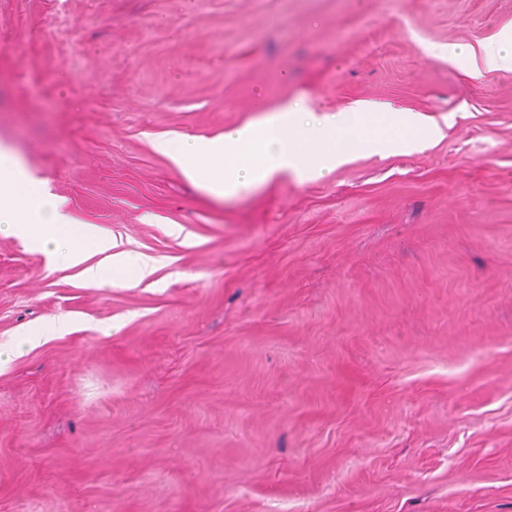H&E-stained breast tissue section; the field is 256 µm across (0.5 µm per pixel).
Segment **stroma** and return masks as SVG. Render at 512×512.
<instances>
[{
    "instance_id": "35a3bbf8",
    "label": "stroma",
    "mask_w": 512,
    "mask_h": 512,
    "mask_svg": "<svg viewBox=\"0 0 512 512\" xmlns=\"http://www.w3.org/2000/svg\"><path fill=\"white\" fill-rule=\"evenodd\" d=\"M512 0H0V150L156 271L0 235V512H512ZM465 57H458V48ZM374 101L411 155L218 200L158 152ZM489 69H512V32H506L497 44L486 49Z\"/></svg>"
}]
</instances>
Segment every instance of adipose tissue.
<instances>
[{"mask_svg":"<svg viewBox=\"0 0 512 512\" xmlns=\"http://www.w3.org/2000/svg\"><path fill=\"white\" fill-rule=\"evenodd\" d=\"M352 135L363 149L406 155L444 137L439 123L416 113H393L377 102H360L335 113L316 114L306 103L289 100L224 135L157 140L182 174L214 198L227 200L261 186L273 175L305 182L324 178L343 165L340 145ZM29 240L67 266H82L90 284L104 288L143 280L154 271L152 258L114 251L111 238L94 224H78L10 155L0 156V234ZM105 254L87 265L88 252Z\"/></svg>","mask_w":512,"mask_h":512,"instance_id":"adipose-tissue-1","label":"adipose tissue"}]
</instances>
